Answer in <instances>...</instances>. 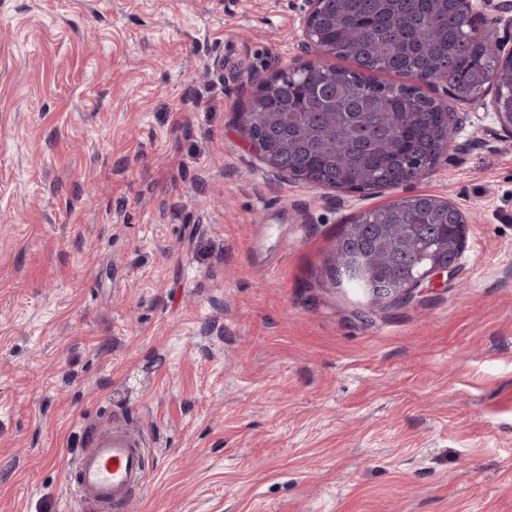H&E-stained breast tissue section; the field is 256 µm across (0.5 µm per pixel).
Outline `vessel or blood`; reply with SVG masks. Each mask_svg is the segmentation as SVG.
<instances>
[{
    "instance_id": "b4317fda",
    "label": "vessel or blood",
    "mask_w": 512,
    "mask_h": 512,
    "mask_svg": "<svg viewBox=\"0 0 512 512\" xmlns=\"http://www.w3.org/2000/svg\"><path fill=\"white\" fill-rule=\"evenodd\" d=\"M149 478L143 442L129 428L113 424L91 436L66 475L67 492L72 501L94 504L98 512H123Z\"/></svg>"
}]
</instances>
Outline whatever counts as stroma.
Instances as JSON below:
<instances>
[{
  "label": "stroma",
  "mask_w": 512,
  "mask_h": 512,
  "mask_svg": "<svg viewBox=\"0 0 512 512\" xmlns=\"http://www.w3.org/2000/svg\"><path fill=\"white\" fill-rule=\"evenodd\" d=\"M305 0H0V512H84L121 421L126 512H512V140L489 107L412 186L267 169L236 114L301 58ZM471 219L454 278L336 283L345 224L411 194ZM147 448L125 426L109 424L95 432L86 449L67 472V492L80 505L120 512L150 478Z\"/></svg>",
  "instance_id": "stroma-1"
}]
</instances>
